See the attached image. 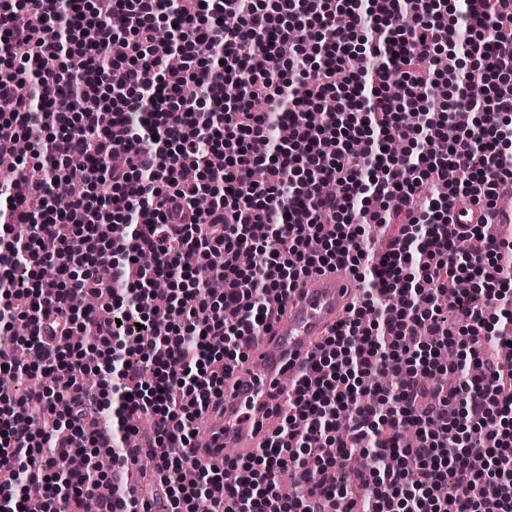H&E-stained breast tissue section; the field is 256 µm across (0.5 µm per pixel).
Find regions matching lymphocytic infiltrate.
Listing matches in <instances>:
<instances>
[{"mask_svg": "<svg viewBox=\"0 0 512 512\" xmlns=\"http://www.w3.org/2000/svg\"><path fill=\"white\" fill-rule=\"evenodd\" d=\"M34 2L0 0V157L21 166L19 141L43 144L71 197L52 208L43 178L0 209L1 223L32 228L0 257V322L23 320L37 355L32 366L1 348L0 368L24 378L65 364L70 378L0 391V464L18 476L0 486V512H86L103 490L99 512H137L116 474L72 473L66 495L56 477L86 448L122 464L145 415L153 434L139 446L171 512L202 499L211 512H512V359L496 313L512 305V241L452 218L461 197L494 210L512 179V0ZM164 24L177 72L157 46ZM30 60L39 75L22 95ZM469 66L491 83L465 86ZM397 140L409 150L385 151ZM102 179L106 197L91 192ZM370 224L395 227L379 266L364 262ZM467 237L479 247L464 258ZM102 253L112 260L93 271ZM330 267L364 296L308 358L266 446L226 470L200 463L194 422L224 394L220 362L242 360L275 300ZM84 293L99 304L75 308ZM69 336L89 337L97 361L81 344L61 351ZM376 374L389 385L370 384ZM114 392L121 423L97 437ZM38 408L52 430L15 435Z\"/></svg>", "mask_w": 512, "mask_h": 512, "instance_id": "1", "label": "lymphocytic infiltrate"}]
</instances>
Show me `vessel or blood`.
Masks as SVG:
<instances>
[{
    "label": "vessel or blood",
    "instance_id": "b4317fda",
    "mask_svg": "<svg viewBox=\"0 0 512 512\" xmlns=\"http://www.w3.org/2000/svg\"><path fill=\"white\" fill-rule=\"evenodd\" d=\"M353 291L350 274L337 267L304 278L290 292L279 318L250 343L246 360L229 371L223 408L207 414V445L196 453L202 463H219L229 448L246 457L264 446L275 408L285 405L290 385L345 314Z\"/></svg>",
    "mask_w": 512,
    "mask_h": 512
}]
</instances>
